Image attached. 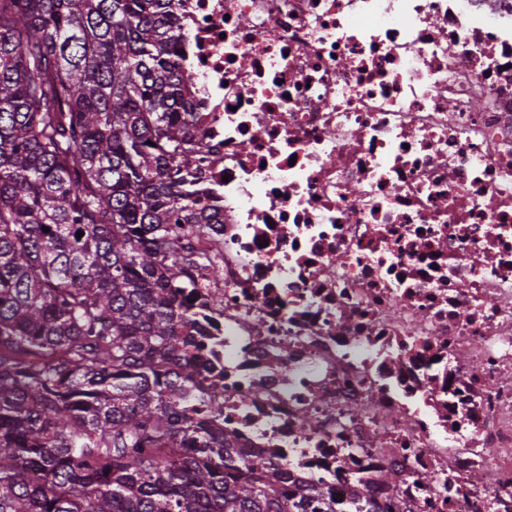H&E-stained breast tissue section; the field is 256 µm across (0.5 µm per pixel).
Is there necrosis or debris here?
Wrapping results in <instances>:
<instances>
[{"label":"necrosis or debris","mask_w":512,"mask_h":512,"mask_svg":"<svg viewBox=\"0 0 512 512\" xmlns=\"http://www.w3.org/2000/svg\"><path fill=\"white\" fill-rule=\"evenodd\" d=\"M202 410L334 512H512V0H178Z\"/></svg>","instance_id":"obj_1"}]
</instances>
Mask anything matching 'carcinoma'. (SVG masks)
I'll use <instances>...</instances> for the list:
<instances>
[{"label":"carcinoma","mask_w":512,"mask_h":512,"mask_svg":"<svg viewBox=\"0 0 512 512\" xmlns=\"http://www.w3.org/2000/svg\"><path fill=\"white\" fill-rule=\"evenodd\" d=\"M175 7L0 0V512H281L174 329L224 223L189 184Z\"/></svg>","instance_id":"carcinoma-1"}]
</instances>
